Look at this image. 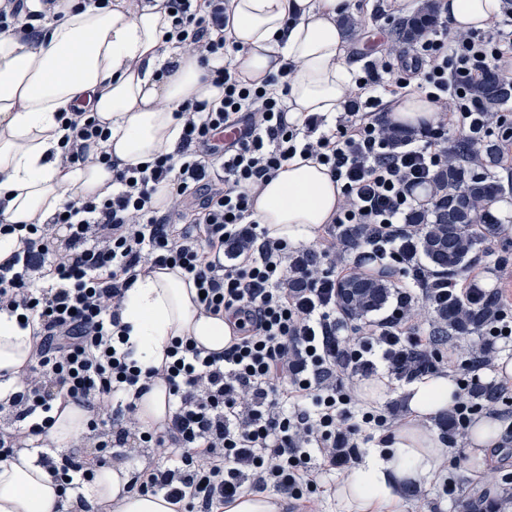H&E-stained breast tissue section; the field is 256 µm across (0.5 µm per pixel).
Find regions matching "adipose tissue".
Returning <instances> with one entry per match:
<instances>
[{
  "instance_id": "ef3b65f1",
  "label": "adipose tissue",
  "mask_w": 512,
  "mask_h": 512,
  "mask_svg": "<svg viewBox=\"0 0 512 512\" xmlns=\"http://www.w3.org/2000/svg\"><path fill=\"white\" fill-rule=\"evenodd\" d=\"M350 0H231L228 42L241 78L259 85L278 73L288 76V119L311 114L334 119L355 90L351 42L340 19ZM441 16L457 32L490 28L501 0H437ZM43 27L0 34V222L41 224L72 198H105L112 173L102 165L80 167L62 159L61 113H94L110 136L103 148L117 166L144 164L173 152L180 129L174 117L188 99L213 101L218 88L204 81L196 56L166 44L170 20L163 0H57ZM392 119L404 125L432 122L435 105L411 92L393 97ZM341 189L326 168L294 157L258 194L252 216L270 237L313 242L331 223ZM196 290L178 270L144 263L127 289L122 312L129 347L146 365L161 366L172 339L191 336L212 351L233 335L224 317L200 313ZM38 322L20 326L0 311V393L13 391L30 362ZM457 387L447 376L425 377L405 387L410 410L403 426L368 448L359 468L336 486L343 512H402L404 486L435 480L445 452L432 417L454 402ZM46 439L67 450L87 432V412L57 399ZM131 472L121 463L96 468L80 492L63 495L58 482L31 451L0 462V512H178L163 495L129 490Z\"/></svg>"
}]
</instances>
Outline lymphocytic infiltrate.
Returning <instances> with one entry per match:
<instances>
[{
    "instance_id": "obj_1",
    "label": "lymphocytic infiltrate",
    "mask_w": 512,
    "mask_h": 512,
    "mask_svg": "<svg viewBox=\"0 0 512 512\" xmlns=\"http://www.w3.org/2000/svg\"><path fill=\"white\" fill-rule=\"evenodd\" d=\"M172 12L168 41L195 55L205 78L221 88L218 102H185L175 152L146 164L112 167V194L75 198L44 224H0L19 234L17 251L0 263V310L37 318L39 341L14 392L0 398V462L38 447L53 404L66 396L91 412L82 451L40 461L63 489L92 481L96 466L146 448L166 465L133 472L131 486L164 493L182 512H224L245 489H274L312 507L326 474L350 469L360 436L394 430L375 409L353 416L363 380L386 376L411 382L445 373L460 356L424 309L490 302L482 324L487 342L459 380L449 417L465 430L478 411L472 399L495 394L480 371L495 370L498 343L512 341V305L480 276L458 283L424 269L412 246L408 214L420 208L416 189H432L448 161V122L461 124L480 148L499 123L477 93L489 75L512 61V0L492 34L453 37L431 31L406 50L407 61L384 54L369 60L335 122L319 114L288 120L284 74L256 86L240 80L235 49L224 37L225 0H165ZM410 86L438 108L437 124L393 144L395 124L380 90ZM63 159L81 167L110 164L91 113L64 120ZM243 127L225 144L226 127ZM303 156L328 168L342 204L314 245L269 237L252 218L251 200L284 163ZM166 187L163 207L153 195ZM363 229L360 257L351 259L340 228ZM387 273H411L391 290L392 308L355 322L337 298L339 280L363 275V259ZM180 269L198 293L197 306L235 320V338L209 352L191 337L172 340L161 367L142 366L127 347L121 322L127 288L143 261ZM165 385L172 414L160 431L143 429L136 401Z\"/></svg>"
}]
</instances>
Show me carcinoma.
I'll return each mask as SVG.
<instances>
[{
    "label": "carcinoma",
    "mask_w": 512,
    "mask_h": 512,
    "mask_svg": "<svg viewBox=\"0 0 512 512\" xmlns=\"http://www.w3.org/2000/svg\"><path fill=\"white\" fill-rule=\"evenodd\" d=\"M438 24L431 4L423 2L411 15L402 18L393 35L403 44L416 41ZM478 93L493 109L512 98V81L492 75ZM452 160L442 167L435 188L436 202L430 210L410 213L407 222L420 230L417 247L434 271L448 276L458 273L475 245L497 233L491 207L502 186L499 181L471 172V148L463 140L451 146ZM354 288L350 294L352 311L357 316L384 305L390 284L385 280L345 279ZM445 322H459V333L480 329L483 307L462 312L446 309L440 314Z\"/></svg>",
    "instance_id": "cac0c4a2"
}]
</instances>
